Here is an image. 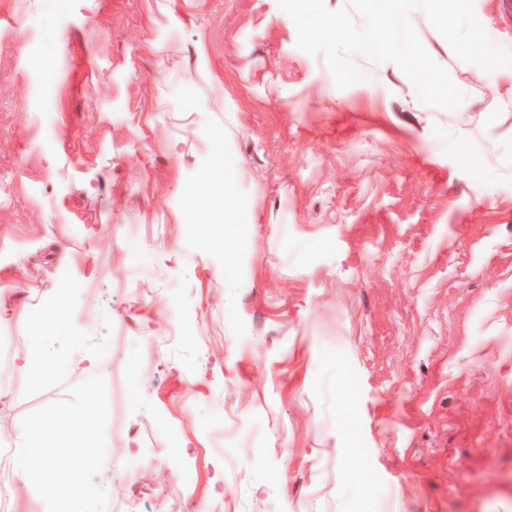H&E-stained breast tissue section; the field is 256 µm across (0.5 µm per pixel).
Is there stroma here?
Here are the masks:
<instances>
[{
  "label": "stroma",
  "instance_id": "35a3bbf8",
  "mask_svg": "<svg viewBox=\"0 0 512 512\" xmlns=\"http://www.w3.org/2000/svg\"><path fill=\"white\" fill-rule=\"evenodd\" d=\"M411 21L457 109L278 0H0V512L36 427L75 512H512V68ZM46 447L51 448L45 457L46 469L53 474L54 482L65 498L74 487L73 477L79 470L80 464L69 455L67 448L62 445L54 443ZM62 459H67L68 464L64 467L57 466V462Z\"/></svg>",
  "mask_w": 512,
  "mask_h": 512
}]
</instances>
